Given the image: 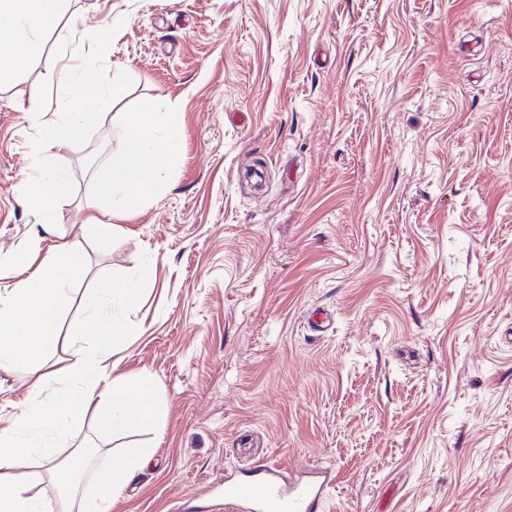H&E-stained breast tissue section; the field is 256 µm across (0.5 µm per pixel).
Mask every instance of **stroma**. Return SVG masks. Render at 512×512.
<instances>
[{"label":"stroma","mask_w":512,"mask_h":512,"mask_svg":"<svg viewBox=\"0 0 512 512\" xmlns=\"http://www.w3.org/2000/svg\"><path fill=\"white\" fill-rule=\"evenodd\" d=\"M41 43L0 75V295L64 241L85 274L61 335L140 288L115 373L163 410L113 512H219L268 462L332 468L318 512H512V0H64ZM77 54L115 100L60 151L38 243L46 76ZM146 99L178 148L114 211L97 184ZM35 382L0 371L1 418ZM73 442L81 495L113 442L89 419ZM48 179L53 180L52 189L54 197H62L67 193L68 182L62 175L56 174L50 178H37L30 182L28 188V194L33 201L39 204L46 203L48 196L45 193L44 185ZM101 294L111 305L114 303V300L123 304H129L137 299L139 288L132 282H125L121 285L113 284L112 287L102 288Z\"/></svg>","instance_id":"35a3bbf8"}]
</instances>
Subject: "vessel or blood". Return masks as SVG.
<instances>
[{"label": "vessel or blood", "mask_w": 512, "mask_h": 512, "mask_svg": "<svg viewBox=\"0 0 512 512\" xmlns=\"http://www.w3.org/2000/svg\"><path fill=\"white\" fill-rule=\"evenodd\" d=\"M320 477L285 479L281 466L263 465L259 473L225 479L227 512H316L324 493Z\"/></svg>", "instance_id": "b4317fda"}]
</instances>
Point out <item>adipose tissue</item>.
Returning a JSON list of instances; mask_svg holds the SVG:
<instances>
[{"label":"adipose tissue","instance_id":"1","mask_svg":"<svg viewBox=\"0 0 512 512\" xmlns=\"http://www.w3.org/2000/svg\"><path fill=\"white\" fill-rule=\"evenodd\" d=\"M62 0H0V69H21L40 49L38 34L58 16ZM64 86L59 118L42 147L45 169L53 168L61 150L96 126L114 102V94L97 78L90 61L57 77ZM126 134L112 173L99 185L100 195L126 210L156 196L159 176L168 168L178 135L169 108L143 102L125 117ZM82 267L73 246L60 243L12 293L23 298L26 311L0 301V369L41 361L45 373L28 392L20 410L0 427V512H46L33 491L29 473L40 464L60 478L81 469L83 459L68 452V423L92 417L108 433L155 424L161 401L149 378L132 382L113 377L112 348L136 333L127 320L90 308L74 336L61 338L56 311L70 281ZM74 348L76 358L63 367L52 364L60 344ZM68 377L72 387L58 401L54 386ZM152 448L130 446L114 456L100 491L83 498L79 512H112L115 497L151 459Z\"/></svg>","mask_w":512,"mask_h":512}]
</instances>
